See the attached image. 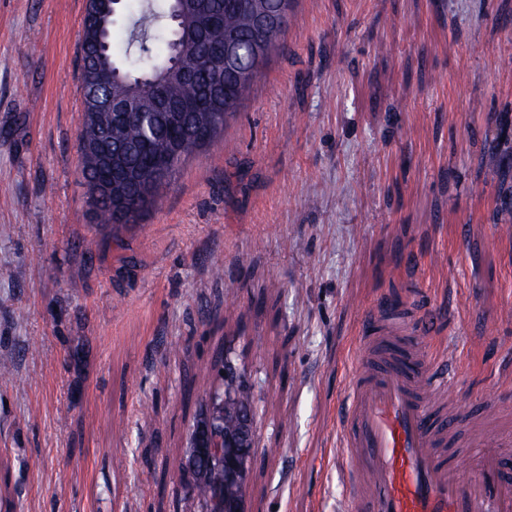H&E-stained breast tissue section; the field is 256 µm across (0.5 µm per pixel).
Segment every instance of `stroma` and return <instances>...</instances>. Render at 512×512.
I'll return each mask as SVG.
<instances>
[{
	"label": "stroma",
	"mask_w": 512,
	"mask_h": 512,
	"mask_svg": "<svg viewBox=\"0 0 512 512\" xmlns=\"http://www.w3.org/2000/svg\"><path fill=\"white\" fill-rule=\"evenodd\" d=\"M85 6L0 0L5 512H200L223 350L245 512H349L338 417L385 297L431 315L461 409L512 389V0H295L220 137L116 228L82 176Z\"/></svg>",
	"instance_id": "1"
}]
</instances>
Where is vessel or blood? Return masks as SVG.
<instances>
[{
	"label": "vessel or blood",
	"mask_w": 512,
	"mask_h": 512,
	"mask_svg": "<svg viewBox=\"0 0 512 512\" xmlns=\"http://www.w3.org/2000/svg\"><path fill=\"white\" fill-rule=\"evenodd\" d=\"M428 316L381 301L362 319L358 370L339 425L351 512H512V395L485 404L477 436L462 430L447 372L434 368ZM480 448L469 469L460 451Z\"/></svg>",
	"instance_id": "1"
}]
</instances>
